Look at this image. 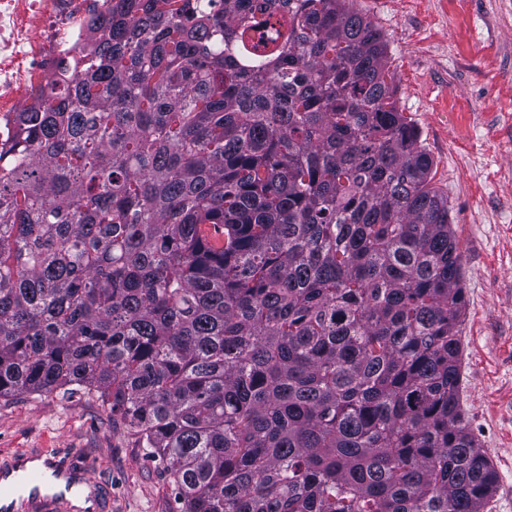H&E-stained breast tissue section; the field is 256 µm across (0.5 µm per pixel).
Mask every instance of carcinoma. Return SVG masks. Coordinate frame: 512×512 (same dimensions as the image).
I'll return each mask as SVG.
<instances>
[{"instance_id":"obj_1","label":"carcinoma","mask_w":512,"mask_h":512,"mask_svg":"<svg viewBox=\"0 0 512 512\" xmlns=\"http://www.w3.org/2000/svg\"><path fill=\"white\" fill-rule=\"evenodd\" d=\"M111 2L0 140V399L96 392L181 512H484L462 255L382 32Z\"/></svg>"}]
</instances>
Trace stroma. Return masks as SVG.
Segmentation results:
<instances>
[{
	"mask_svg": "<svg viewBox=\"0 0 512 512\" xmlns=\"http://www.w3.org/2000/svg\"><path fill=\"white\" fill-rule=\"evenodd\" d=\"M383 32L399 106L448 196L462 254L465 419L512 512V0H353ZM74 452L110 485L112 512H180L164 463L91 394L0 399V457Z\"/></svg>",
	"mask_w": 512,
	"mask_h": 512,
	"instance_id": "1",
	"label": "stroma"
}]
</instances>
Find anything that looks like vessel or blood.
I'll return each mask as SVG.
<instances>
[{
  "label": "vessel or blood",
  "instance_id": "vessel-or-blood-1",
  "mask_svg": "<svg viewBox=\"0 0 512 512\" xmlns=\"http://www.w3.org/2000/svg\"><path fill=\"white\" fill-rule=\"evenodd\" d=\"M106 485L87 465L48 450L0 461V512H110Z\"/></svg>",
  "mask_w": 512,
  "mask_h": 512
}]
</instances>
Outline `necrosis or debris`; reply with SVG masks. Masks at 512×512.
Segmentation results:
<instances>
[{
	"instance_id": "necrosis-or-debris-1",
	"label": "necrosis or debris",
	"mask_w": 512,
	"mask_h": 512,
	"mask_svg": "<svg viewBox=\"0 0 512 512\" xmlns=\"http://www.w3.org/2000/svg\"><path fill=\"white\" fill-rule=\"evenodd\" d=\"M108 0H0V132L61 79Z\"/></svg>"
}]
</instances>
